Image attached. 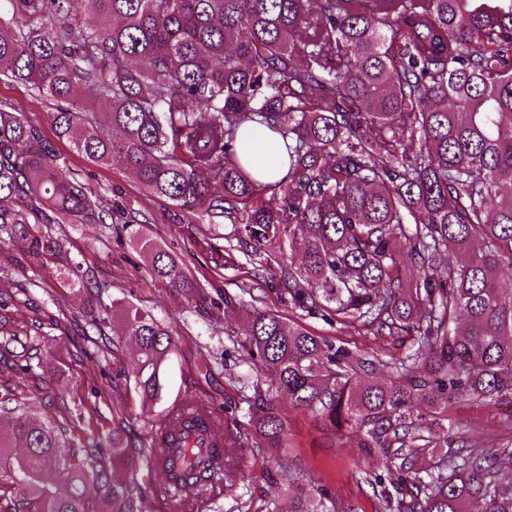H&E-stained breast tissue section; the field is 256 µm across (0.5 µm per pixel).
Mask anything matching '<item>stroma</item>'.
Returning <instances> with one entry per match:
<instances>
[{
  "label": "stroma",
  "instance_id": "obj_1",
  "mask_svg": "<svg viewBox=\"0 0 512 512\" xmlns=\"http://www.w3.org/2000/svg\"><path fill=\"white\" fill-rule=\"evenodd\" d=\"M1 101L22 112L31 126L50 134L53 107L33 96L28 87L0 81ZM58 149L66 153L67 164L78 178L100 187L104 203L120 200L127 211H144L151 221L125 225L117 234L102 224L42 225V232L51 236L55 247L43 269L36 272L23 260L27 241L15 239L0 245V254L9 258L0 266V279L11 280L29 297L27 306L9 304L4 311L26 352L41 354L49 382L47 389L29 398L33 415L57 420L61 397L70 402L97 401L108 391L113 377L135 363L134 346H125L122 357L115 360L94 352L80 331L99 303L115 299L150 312L172 330L178 342L172 394L190 391L219 408L227 403L241 407L250 397L253 383L269 386L270 375L255 367L240 363L228 372L217 363L234 341L244 337L249 312L242 301L247 291L264 296L267 306L284 316L294 317V310L271 282L256 278L247 257L216 249L208 225L197 223L192 214L166 200L146 195L126 170L102 167L70 151L65 143ZM136 231L184 263L197 283L193 296L150 276L132 238ZM79 274L107 285L102 300L91 299L78 289L75 277ZM60 304L66 317L57 315ZM38 322L48 324L47 335H34L33 326ZM302 323L315 335L354 350L378 353L387 362L417 346L413 336H381L349 324L308 317ZM283 412L290 445L287 454L263 458L246 453L243 468L247 480L235 495L225 496L224 512H288L289 498L298 491L288 478L296 473L312 484L327 485L345 512H377L378 503L365 476L383 473L381 460L364 455L352 440L326 435L304 410L287 406ZM448 423L455 439L476 429L484 432L489 447L496 448L512 440V404L460 402L449 411Z\"/></svg>",
  "mask_w": 512,
  "mask_h": 512
}]
</instances>
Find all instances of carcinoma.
Instances as JSON below:
<instances>
[{"instance_id": "cac0c4a2", "label": "carcinoma", "mask_w": 512, "mask_h": 512, "mask_svg": "<svg viewBox=\"0 0 512 512\" xmlns=\"http://www.w3.org/2000/svg\"><path fill=\"white\" fill-rule=\"evenodd\" d=\"M6 2L0 79L53 102L57 140L133 172L145 193L200 224L230 225L229 250L271 272L302 315L418 342L389 364L312 334L251 293L241 361L273 385H253L247 412L223 419L209 400L178 396L153 425L170 442L194 428L214 446L185 437L165 455L135 440L120 394L112 436L86 443L59 420L31 419L7 389L0 512H143L149 492L158 512H224V495L244 478L243 449L288 448L284 400L382 460L386 476L366 477L382 512H512V448H489L480 432L457 447L444 431L458 402L512 403V0ZM81 83L110 111H87ZM249 128L283 138L288 169L273 183L242 163ZM118 215L0 103V234L30 241V269L51 252L36 225H110ZM135 243L152 277L194 294L173 257L146 236ZM92 326L103 355L138 346L126 393L153 413L178 353L169 327L121 301L99 305ZM4 365L24 380L42 362L6 356ZM388 366L387 381H367ZM434 428L447 450L420 470ZM149 473L161 477L153 488ZM289 512L345 510L318 486L294 496Z\"/></svg>"}]
</instances>
